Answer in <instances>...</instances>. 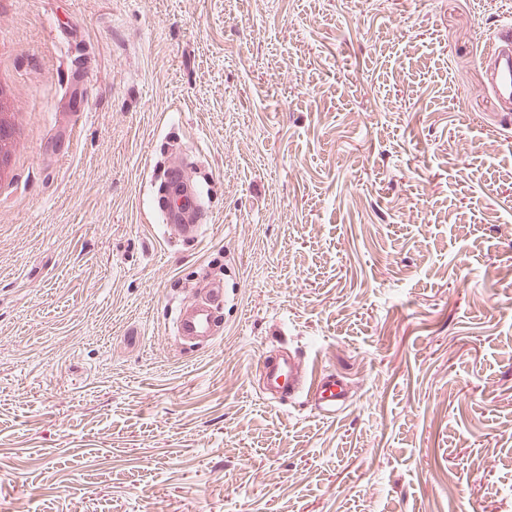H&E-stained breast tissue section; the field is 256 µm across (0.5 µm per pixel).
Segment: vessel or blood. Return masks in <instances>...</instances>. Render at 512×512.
<instances>
[{"label":"vessel or blood","instance_id":"1","mask_svg":"<svg viewBox=\"0 0 512 512\" xmlns=\"http://www.w3.org/2000/svg\"><path fill=\"white\" fill-rule=\"evenodd\" d=\"M485 86L493 94L503 111L512 110V26L503 25L494 47L485 63ZM168 188L158 193L154 206L167 221L183 224L190 239H200L204 233L197 214L201 203L182 183L179 171H170ZM222 289H214L212 295L199 301L194 307L179 311L175 319V334L183 340H213L216 328L213 305L222 297ZM259 368L264 377V393L267 396H295L300 393L313 395L319 400L323 416L336 414L344 405L347 390L340 379L319 375L305 379L300 372V362L294 357L269 359L261 357Z\"/></svg>","mask_w":512,"mask_h":512}]
</instances>
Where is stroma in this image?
<instances>
[{
  "instance_id": "obj_1",
  "label": "stroma",
  "mask_w": 512,
  "mask_h": 512,
  "mask_svg": "<svg viewBox=\"0 0 512 512\" xmlns=\"http://www.w3.org/2000/svg\"><path fill=\"white\" fill-rule=\"evenodd\" d=\"M512 0H11L0 512H512ZM205 233L152 213L167 170ZM223 285L220 339L176 307ZM285 350L349 401L262 398ZM485 87L493 94L504 115L512 110V27L503 25L485 63Z\"/></svg>"
}]
</instances>
